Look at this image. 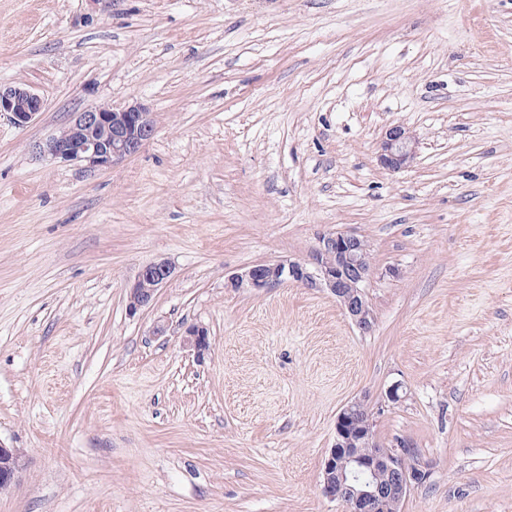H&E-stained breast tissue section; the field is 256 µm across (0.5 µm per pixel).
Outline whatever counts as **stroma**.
<instances>
[{"mask_svg":"<svg viewBox=\"0 0 512 512\" xmlns=\"http://www.w3.org/2000/svg\"><path fill=\"white\" fill-rule=\"evenodd\" d=\"M0 83L44 101L0 114V441L25 460L0 512H342L322 467L361 395L429 473L400 512H512V0H0ZM133 102L156 131L122 164L36 153ZM336 232L370 246L371 333L317 289L227 288ZM44 102L36 93L23 87H5L0 85V114L9 115L17 126L28 125L42 111ZM379 161L385 168L398 171L408 167L416 156V138L401 125L388 128L381 141ZM173 274V267L165 260L141 267L127 293L129 310L136 312L153 302L158 290L172 279ZM183 347L192 351L197 358H200L209 350L208 333L203 327L189 326L182 338Z\"/></svg>","mask_w":512,"mask_h":512,"instance_id":"1","label":"stroma"}]
</instances>
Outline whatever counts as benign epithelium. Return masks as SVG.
<instances>
[{"mask_svg":"<svg viewBox=\"0 0 512 512\" xmlns=\"http://www.w3.org/2000/svg\"><path fill=\"white\" fill-rule=\"evenodd\" d=\"M42 98L23 87L0 86V113L9 115L19 127L28 125L42 111ZM151 113L139 104L123 107L96 105L73 113L64 131L37 145L43 156L82 165L109 169L137 154L153 138ZM416 156V138L402 125L388 128L381 141L379 161L398 171ZM366 241L353 233L328 235L320 240L315 261L258 263L228 279L230 287L260 291L286 280L306 288L328 291L350 321L363 333L374 326V315L363 290L372 274ZM171 264L151 262L138 271L127 293L129 310L135 312L153 302L158 290L173 277ZM183 347L201 357L209 350L207 331L189 326ZM374 412L366 397L348 401L335 422V441L322 468L321 490L325 497L344 506V512H395L410 490L421 484L426 471L414 461L408 441L395 440L376 447L373 438ZM21 456L16 448L0 443V490L16 482Z\"/></svg>","mask_w":512,"mask_h":512,"instance_id":"1","label":"benign epithelium"}]
</instances>
